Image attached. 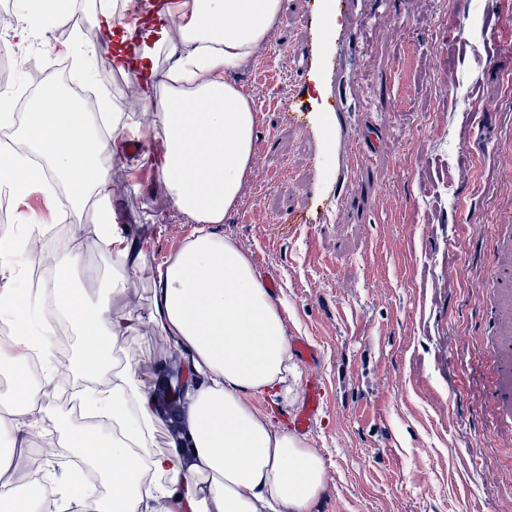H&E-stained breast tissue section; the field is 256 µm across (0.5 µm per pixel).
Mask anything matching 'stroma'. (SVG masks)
I'll return each mask as SVG.
<instances>
[{
	"mask_svg": "<svg viewBox=\"0 0 512 512\" xmlns=\"http://www.w3.org/2000/svg\"><path fill=\"white\" fill-rule=\"evenodd\" d=\"M281 2L235 78L256 110V140L270 146L216 230L276 280L289 338L321 353L314 366L292 357L297 379L279 414L288 420L308 377L322 376L325 409L304 436L324 468L310 512H512V422L487 404L497 350L488 266L512 238V0L490 13L485 0H356L366 52L344 78L363 145L350 157L357 191L337 222L309 234L279 222L315 176L309 139L275 116L304 40L293 0ZM98 3L75 0L68 22L46 30L54 61L7 32L30 51L13 80L91 87L138 114L144 152L108 151L115 222L140 271L108 307L137 325L117 356L170 359L174 345L149 321L154 274L195 227L159 179L166 146L150 133L136 71L102 84L75 63Z\"/></svg>",
	"mask_w": 512,
	"mask_h": 512,
	"instance_id": "stroma-1",
	"label": "stroma"
}]
</instances>
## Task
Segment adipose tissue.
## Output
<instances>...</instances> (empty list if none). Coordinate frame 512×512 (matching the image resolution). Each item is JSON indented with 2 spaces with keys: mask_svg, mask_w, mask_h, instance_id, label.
I'll use <instances>...</instances> for the list:
<instances>
[{
  "mask_svg": "<svg viewBox=\"0 0 512 512\" xmlns=\"http://www.w3.org/2000/svg\"><path fill=\"white\" fill-rule=\"evenodd\" d=\"M281 13V0H184L175 25L126 28L137 46L133 60L117 57V71L132 67L142 78L164 71V95L142 97L155 110L152 135L165 142L159 177L172 205L198 228L180 251L157 269L155 329L190 356L194 383L178 409L166 414L155 396L164 383L159 366L110 356L131 326L108 313L106 301L136 274L125 240L112 222L109 171L84 149L93 117L77 99L43 88L17 132L25 152L44 156L53 176L70 190V212L84 215L96 233L106 280L96 296L76 289L64 272L76 267L79 233L51 257L59 277L46 281L44 295L69 315L80 336V356L71 369L86 381L83 395L119 428L105 436L96 423L71 427L59 419L62 439L39 454L29 443L33 424L65 376L53 357L48 332L28 328L42 308L30 289L17 286L23 253L31 242L0 235V320L15 324L17 336L0 340V372L9 374L14 403L0 411V505L11 512H308L323 485V463L312 448L256 413V397L290 393L288 332L275 301L249 255L213 232L238 203L254 154L256 113L227 79L249 60ZM21 35L64 25V0H32L20 10ZM24 152V154H25ZM24 154L10 166V187H29ZM176 427L165 449L155 443ZM83 458L99 484L72 479L66 502L22 496L19 466L52 481L51 460Z\"/></svg>",
  "mask_w": 512,
  "mask_h": 512,
  "instance_id": "ef3b65f1",
  "label": "adipose tissue"
}]
</instances>
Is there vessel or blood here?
<instances>
[{
  "label": "vessel or blood",
  "instance_id": "vessel-or-blood-1",
  "mask_svg": "<svg viewBox=\"0 0 512 512\" xmlns=\"http://www.w3.org/2000/svg\"><path fill=\"white\" fill-rule=\"evenodd\" d=\"M296 4L305 41L277 116L315 141L317 172L306 205L290 210L285 218L292 227L334 223L343 199L353 192L349 157L356 145L349 133L352 107L342 90L341 75L358 51L351 31L354 0H296ZM489 403L500 415L512 418V353L496 367ZM323 404L319 380H309L302 403L291 416V428L309 432Z\"/></svg>",
  "mask_w": 512,
  "mask_h": 512
}]
</instances>
